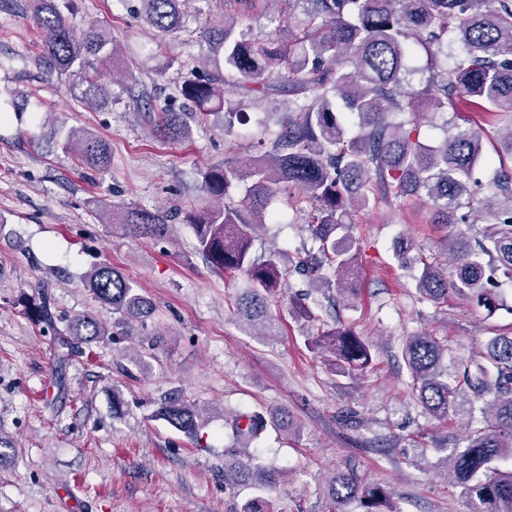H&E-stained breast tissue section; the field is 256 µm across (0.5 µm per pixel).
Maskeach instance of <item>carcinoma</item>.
Masks as SVG:
<instances>
[{
	"label": "carcinoma",
	"instance_id": "1",
	"mask_svg": "<svg viewBox=\"0 0 512 512\" xmlns=\"http://www.w3.org/2000/svg\"><path fill=\"white\" fill-rule=\"evenodd\" d=\"M33 21L43 35V63L58 76L77 75L87 102H107L95 61L112 58L117 45L112 33L95 24L75 33L58 0H33ZM189 0H141V16L157 33L175 34L184 27L181 5ZM304 9L301 35L284 43L271 35L252 36L245 17L222 16L207 26L206 35L219 54L217 72L207 79L183 81L180 95L204 119L224 113L230 131L234 111H224V89L264 97H291L288 113H278V131L268 153L244 164L225 161L202 172L207 195L216 203L179 217L164 209L129 207L122 224L139 236L166 239L178 219L189 225L196 249L209 267L225 274H243L247 286L234 307L240 321L272 336L276 316L270 301L287 285L289 268L316 287L330 286L328 274H351L353 217L389 198L416 197L432 209V222L453 225L448 235V262L420 259L423 268L416 288L421 299L448 301V294L473 300L492 311L496 290L512 282V0H300ZM427 53L423 68L411 65L416 48ZM418 75L424 84L417 90ZM158 111L153 133L160 140H186L189 113L174 112L145 99ZM471 107L498 118L499 169L491 193L475 198L479 171L489 163L483 155V132L457 128L439 144L419 140L420 116ZM356 118L347 133L343 113ZM408 113L411 119L393 117ZM67 145L86 166L98 171L112 164L109 143L94 134L67 133ZM245 185L244 196L225 203ZM285 194L286 203L303 212L316 252L290 258L272 250L259 257L257 232L275 213L271 200ZM92 301L119 315L126 328L132 361L150 355L144 339L130 328L147 326L153 303L138 294L111 265L92 266L83 275ZM25 309L53 331L58 370L69 356L112 334L97 314L84 312L55 317L49 285L39 281L25 298ZM63 323L58 328L57 323ZM328 353L340 376L364 375L373 368L370 345L351 327L322 326L312 338ZM448 340L415 335L407 339L402 358L412 377L416 403L439 423L474 410V398L490 397L482 408L481 426L464 438L450 458V486L472 505V512H512V332H499L486 344L489 366L462 361L448 381L445 358ZM155 416L201 446L206 416L179 397L161 401ZM288 410L224 411V429L231 444L224 448V488L235 493L259 491L278 482L280 473L256 463L253 445L268 427L287 433ZM360 512H401L390 489L368 483L350 469L335 474L321 512H347L351 502Z\"/></svg>",
	"mask_w": 512,
	"mask_h": 512
}]
</instances>
